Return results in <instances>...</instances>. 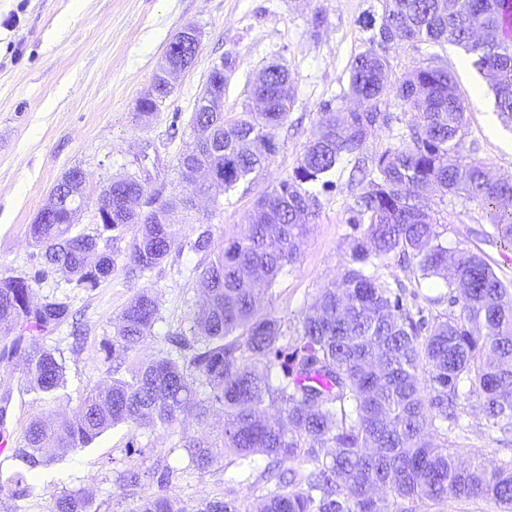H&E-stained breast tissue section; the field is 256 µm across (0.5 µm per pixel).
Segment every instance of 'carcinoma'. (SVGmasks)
<instances>
[{
	"mask_svg": "<svg viewBox=\"0 0 512 512\" xmlns=\"http://www.w3.org/2000/svg\"><path fill=\"white\" fill-rule=\"evenodd\" d=\"M414 40L461 48L501 122L512 126V0H383L378 32L349 65L346 96L358 110L321 108L293 174L257 201L244 233L224 235L217 253L209 224L194 228L188 241L173 232L178 209L208 188L193 187L182 199L155 191L154 207L143 216L123 207L128 195L144 191L128 174L112 178L100 194L99 209L112 212V223L97 225L95 234L73 233L61 205L45 223L30 225L42 268L0 276V366L24 356L33 392L51 394L66 377L61 353L39 343L72 315L67 297L33 300L46 270L93 290L114 272L118 243L132 230L127 273L143 277L186 247L206 257L195 268L204 296L191 335L168 337L177 356L127 368L159 320L151 290L137 292L104 346L105 360L114 362L111 380L88 391L71 414L30 421L24 444L11 454L14 465L0 473V494L33 497L38 470L111 428L126 426L128 452L141 454L139 431L172 427L187 412L204 420L217 411L224 414L222 443L186 442L192 466L260 456L270 480L283 464H298L266 495L261 512H392L400 501L449 498L484 499L512 512V459L491 469L477 458L463 463L446 438L463 429L464 403L473 396L484 399L490 427L512 430V288L480 253L443 244L431 198L436 191L466 196L497 241L511 247L512 176L493 177L464 154L467 112L454 72L426 65L391 79L387 50ZM288 80L270 66L258 74L250 95L266 99L264 112L233 120L193 112L195 140L179 155L178 170L217 169L226 192L268 167L278 151L275 131L288 115L291 97L281 93ZM391 99L417 113V122L398 144L368 156L369 134L388 124L381 105ZM345 160L370 163L348 220L362 226L361 234L339 280L320 290L290 332L265 309V292L297 262L316 219L319 200L308 185L329 183ZM397 251L413 260L419 279L448 284V307L458 313L414 317L402 294L377 275ZM200 386L207 388L202 397ZM271 407L278 416L267 419ZM170 474L127 473L130 486L157 487L136 512H183L166 494ZM51 512H92V502L65 494ZM197 512L242 510L222 497L202 502Z\"/></svg>",
	"mask_w": 512,
	"mask_h": 512,
	"instance_id": "cac0c4a2",
	"label": "carcinoma"
}]
</instances>
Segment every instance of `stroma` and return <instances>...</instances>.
Here are the masks:
<instances>
[{
	"instance_id": "35a3bbf8",
	"label": "stroma",
	"mask_w": 512,
	"mask_h": 512,
	"mask_svg": "<svg viewBox=\"0 0 512 512\" xmlns=\"http://www.w3.org/2000/svg\"><path fill=\"white\" fill-rule=\"evenodd\" d=\"M381 0H0V275H30L40 267L29 226L48 201L62 174L80 167L86 192L97 197L113 176L138 169L136 157L159 159L153 184L165 196L188 191L178 175L177 159L192 139L191 115L215 63L224 59L236 68L224 90V116L239 118L249 104L251 85L261 68L276 61L292 77V104L276 131L279 150L270 166L240 182L234 190L199 201L178 214L180 237L195 225H211L215 244L226 233L243 230L257 199L292 174L310 140L324 104L346 106L349 63L364 51L381 23ZM203 33L193 65L175 81L150 122L136 116L139 99L172 38L186 26ZM392 79L433 62L447 64L457 75L458 93L467 106L464 152L496 175H512V131L502 127L493 96L471 67L463 50L405 42L388 52ZM389 124L377 126L368 139L370 153L395 146L415 121L413 113L391 101ZM318 188L319 209L297 263L269 292L268 311L288 324L298 319L321 288L336 280L351 259L357 232L348 222L357 192L351 165L343 163ZM449 247L479 248L498 276L512 284V249L496 245L479 206L465 197L448 196L438 203ZM199 254L171 253L151 274L133 279L116 269L98 288L72 287L60 272H48L36 285L37 298L69 297L75 323H64L40 339L66 360L64 388L50 397L27 391L23 359L0 367V394L11 393L5 440L18 447L31 419L50 411L75 408L80 397L104 383L103 347L117 330V319L130 299L147 286L159 304L153 334L139 347L137 360L173 354L167 338L188 332L202 289L195 269ZM379 274L390 285H402L410 310L424 315L447 313L443 280L419 281L412 265L399 254L384 259ZM465 432L451 442L462 456H476L487 467L512 457V433L488 427L479 398L466 402ZM224 419L198 421L182 416L173 428L143 431V454L129 455L126 428L117 427L85 448L55 458L38 474V496L0 501V512H49L61 495H88L95 512H134L150 486L126 487L132 469L170 468L168 495L186 512H196L206 499H237L245 512H256L270 491L261 473L264 460L247 466L219 459L206 470L189 467L186 440H218Z\"/></svg>"
}]
</instances>
